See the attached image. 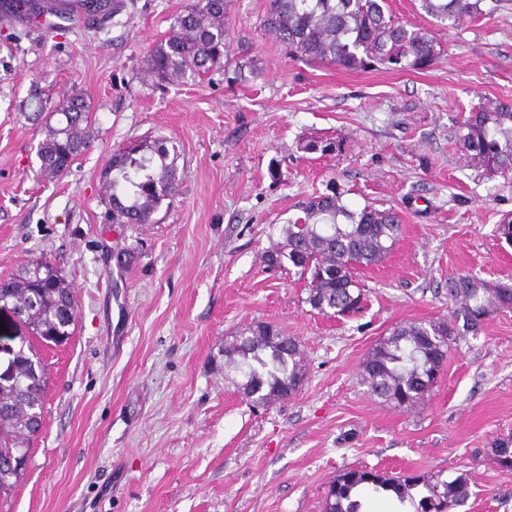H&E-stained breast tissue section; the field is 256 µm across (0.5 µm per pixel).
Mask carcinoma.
Masks as SVG:
<instances>
[{"label": "carcinoma", "mask_w": 512, "mask_h": 512, "mask_svg": "<svg viewBox=\"0 0 512 512\" xmlns=\"http://www.w3.org/2000/svg\"><path fill=\"white\" fill-rule=\"evenodd\" d=\"M482 0H422V8L441 23L455 25L483 13ZM226 0L193 3L179 13L169 35L144 59L147 76L161 85L198 77L224 65L230 43L225 23ZM265 25L294 60L336 65L347 71L375 64L388 70H425L441 56L429 33L407 27L393 16L388 0H267ZM48 100L38 94L27 108L46 115L44 138L37 157L40 173L57 178L70 171L89 147L92 125L83 97L70 96L47 111ZM57 114L62 119L51 123ZM457 139L474 165L492 176L512 172V103L480 106L457 128ZM341 149L338 141L311 140L303 150L327 154ZM180 152L163 139H145L113 152L112 176L105 203L114 224H149L159 204L176 194ZM300 214L283 229V241L265 253L278 268L288 261L307 282L304 303L316 313L340 317L359 310L364 289L361 270L382 264L402 234L403 220L392 208L365 205L349 209L343 193L331 187L298 205ZM0 297L19 311V320L38 342L61 345L74 334V300L67 277L58 268L38 276L29 261L0 285ZM448 316L428 322H404L389 329L367 351L360 384L369 394L408 410L430 392L448 349L467 336L478 335L489 317L512 310V287L470 274L448 278ZM33 345L16 355L17 377L0 383V512L24 472L18 458L30 460L39 434L45 396L26 391ZM224 366L236 369L242 380L237 390L254 405H269L290 395L306 378L301 342L285 336L267 322H252L224 339ZM495 462L512 470V435L497 439ZM465 471L444 478L442 473L403 474L367 468L339 471L329 485L324 512H362L365 493L390 494L415 512H448L469 498Z\"/></svg>", "instance_id": "carcinoma-1"}]
</instances>
